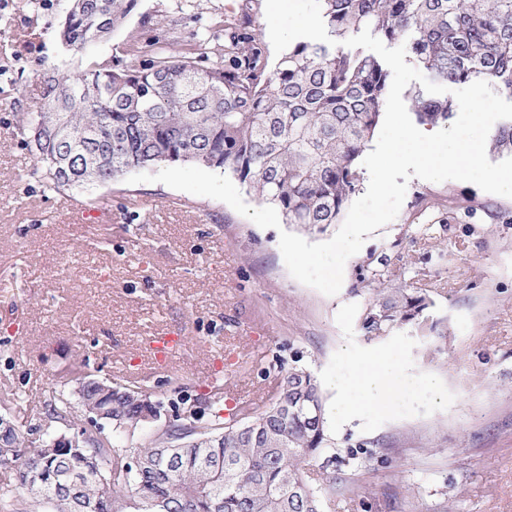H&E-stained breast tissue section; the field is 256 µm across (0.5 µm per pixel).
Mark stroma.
<instances>
[{
    "instance_id": "1",
    "label": "stroma",
    "mask_w": 512,
    "mask_h": 512,
    "mask_svg": "<svg viewBox=\"0 0 512 512\" xmlns=\"http://www.w3.org/2000/svg\"><path fill=\"white\" fill-rule=\"evenodd\" d=\"M138 0L93 51L107 58L136 38L189 42L214 15L244 0ZM70 0H0V409L31 438L46 429L48 392L72 399L69 373L134 383L163 400V422L182 398L231 384L258 401L276 361L319 384L351 375L371 351L402 348L437 391L401 380L391 409L329 427L358 454L308 468L322 512H512V198L462 181L410 180L398 216L348 259L327 296L295 280L280 234L226 203L159 183L46 188L19 116L39 98L40 63L68 68L56 29ZM404 275L434 302L436 329L414 326L380 341L361 336L359 267ZM163 422L124 437L145 446Z\"/></svg>"
}]
</instances>
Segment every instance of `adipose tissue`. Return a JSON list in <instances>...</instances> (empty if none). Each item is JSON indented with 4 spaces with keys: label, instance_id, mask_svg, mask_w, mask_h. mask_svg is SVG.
Here are the masks:
<instances>
[{
    "label": "adipose tissue",
    "instance_id": "ef3b65f1",
    "mask_svg": "<svg viewBox=\"0 0 512 512\" xmlns=\"http://www.w3.org/2000/svg\"><path fill=\"white\" fill-rule=\"evenodd\" d=\"M402 350L390 348L359 357L352 377L329 382L335 394L332 418L343 425L360 413H384L389 409L393 389L390 382L409 370Z\"/></svg>",
    "mask_w": 512,
    "mask_h": 512
}]
</instances>
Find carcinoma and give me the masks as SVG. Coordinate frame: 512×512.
I'll return each instance as SVG.
<instances>
[{
    "label": "carcinoma",
    "mask_w": 512,
    "mask_h": 512,
    "mask_svg": "<svg viewBox=\"0 0 512 512\" xmlns=\"http://www.w3.org/2000/svg\"><path fill=\"white\" fill-rule=\"evenodd\" d=\"M138 0H73L56 36L74 75L43 69L35 109L19 119L23 135L41 126L34 145L49 187L111 184L130 171L169 163L221 169L276 205L286 223L324 233L358 190L360 158L377 127L389 81L373 55L342 45L369 28L405 46L408 61L446 86L476 79L512 97V0H321L331 46L301 41L270 66L252 9L213 19L178 50L156 38L132 39L110 60L92 51L136 8ZM417 121L453 118L456 104L414 87ZM512 154V119L493 137ZM367 302L358 327L372 341L407 324L431 334L429 295L401 278L358 274ZM96 432L81 428V451L50 449L15 425L0 423V468L16 482L0 485V512H321V489L305 469L347 456L328 453L322 394L311 373L290 368L275 391L231 422L210 402L182 400L176 417L150 444L125 451L121 437L163 408L128 385L74 386ZM51 423L72 425L68 402L45 400ZM112 436L103 434L104 425ZM41 470L51 480L37 483Z\"/></svg>",
    "instance_id": "carcinoma-1"
}]
</instances>
